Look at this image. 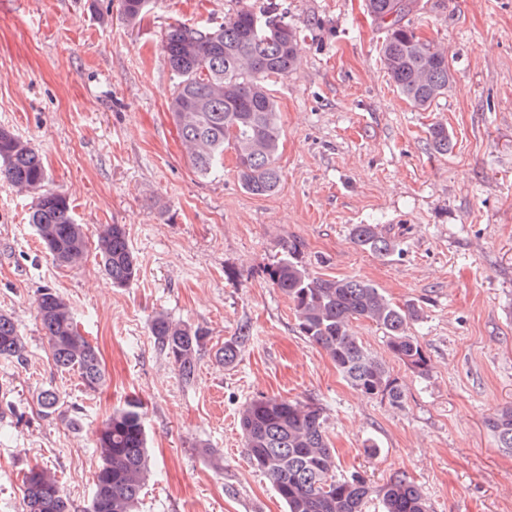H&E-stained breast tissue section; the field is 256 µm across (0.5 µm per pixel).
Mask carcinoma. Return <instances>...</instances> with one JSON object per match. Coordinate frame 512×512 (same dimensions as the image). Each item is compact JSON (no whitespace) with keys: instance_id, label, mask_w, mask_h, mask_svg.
Wrapping results in <instances>:
<instances>
[{"instance_id":"1","label":"carcinoma","mask_w":512,"mask_h":512,"mask_svg":"<svg viewBox=\"0 0 512 512\" xmlns=\"http://www.w3.org/2000/svg\"><path fill=\"white\" fill-rule=\"evenodd\" d=\"M150 0H121L125 21L136 23ZM371 20L383 30L381 61L389 81L413 107L426 110L448 93L452 71L447 51L420 36L409 15L417 0H364ZM276 30H271L270 26ZM304 34L276 9L255 11L249 5L224 14L209 26H172L162 48L176 83L169 103L171 117L187 151L193 172L207 178L224 168V150L235 155L241 186L253 195H270L280 186L277 158L281 129L276 103L267 81L284 77L299 62ZM429 145L442 155L452 148L448 129H429ZM0 179L33 195L29 222L40 242L62 266L76 267L88 253L84 225L77 222L69 197L47 187L48 174L38 151L6 128H0ZM355 245L378 257L399 249L400 240L377 224H354ZM96 250L112 287L127 288L138 277L137 258L124 225L108 224ZM288 249V256L267 268L269 282L291 306L302 335L326 352L343 378L362 396L401 405L404 390L388 367L352 335L354 320H369L386 337L390 353L414 373L426 376L430 359L411 325L419 309L398 305L376 285L357 277L322 278L311 275ZM37 309L49 356L61 371L77 370L84 386L96 391L105 372L94 346L80 333L66 299L44 288ZM161 352L192 383L205 333L176 323L165 315L150 325ZM251 339L247 325L224 341L216 358L230 366ZM25 346L14 319L0 313V357L21 359ZM144 406L134 397L112 412L98 429L95 473L87 512H136L150 473ZM244 447L286 507V512H362L371 487L357 472L336 477V457L324 428L322 407L277 397L253 399L239 414ZM497 446L512 452V406L489 420ZM25 512H71L56 474L32 468L23 478ZM383 512H431L423 492L404 474L380 490Z\"/></svg>"}]
</instances>
